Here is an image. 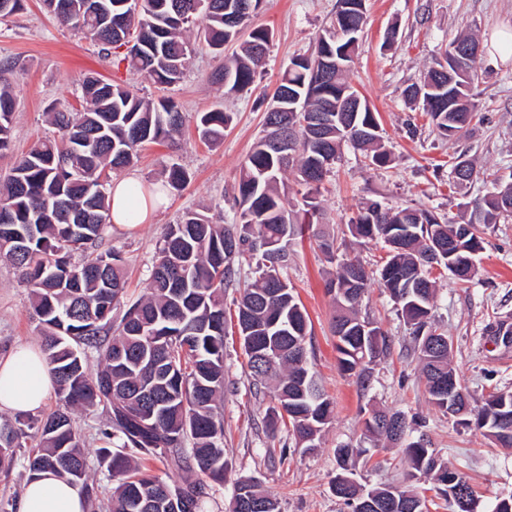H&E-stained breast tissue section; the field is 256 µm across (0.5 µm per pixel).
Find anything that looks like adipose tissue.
<instances>
[{"mask_svg": "<svg viewBox=\"0 0 512 512\" xmlns=\"http://www.w3.org/2000/svg\"><path fill=\"white\" fill-rule=\"evenodd\" d=\"M135 175L112 181L109 192L110 230H130L135 224L152 220L163 203L162 197L143 195L131 200L129 185ZM54 390L51 367L42 349L36 345L15 347L0 358V410L32 413L41 408ZM86 501L79 487L68 484L51 471H42L30 479L18 500V512H85Z\"/></svg>", "mask_w": 512, "mask_h": 512, "instance_id": "1", "label": "adipose tissue"}]
</instances>
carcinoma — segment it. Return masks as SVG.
I'll list each match as a JSON object with an SVG mask.
<instances>
[{
    "mask_svg": "<svg viewBox=\"0 0 512 512\" xmlns=\"http://www.w3.org/2000/svg\"><path fill=\"white\" fill-rule=\"evenodd\" d=\"M194 6L174 10L176 0H100L103 15L83 10L86 0H43L47 12L60 25L84 35L106 55H117L136 72L160 86H173L183 75L194 46L185 33L198 19L205 20L207 45L224 53V44L239 40L259 7L228 24L226 16L240 0H186ZM343 10L315 38L310 53L294 58L278 88L288 90L276 113L293 140L287 160L258 140L248 155L234 187L232 222L215 224L201 212H188L166 226L163 245L151 271L149 294L129 305L120 319L116 309L126 285L120 257L98 251L110 208L107 186L112 174L133 165L146 143L161 142L181 131L186 117L168 97L147 98L132 85L112 84L94 75L81 84L85 107L80 112L50 109L58 138L35 144L15 157L10 173L0 179V255L7 258L31 288L34 310L44 326L43 347L55 377L60 408L43 420L26 415L0 435V467L14 463V442L23 437L38 440V450L27 458L30 474L44 470L81 486L92 494L82 436L74 425L73 411L101 406L106 410L103 434L119 448L101 451L100 463L118 480L112 494V512H167L156 503L171 496L185 497L188 512H202L210 484L224 483V419L218 402L224 397V293L240 289L237 300L238 330L252 329L257 347L242 345L255 384L275 382L278 405L268 412V427L286 426L296 442L322 433L334 418L333 402L309 374L306 341L312 324L294 289L283 277L288 247L298 234V224L314 223L320 207L323 176L332 167L345 143L366 153L370 164L383 166L390 152L381 142L378 113L365 106L358 112L337 111L338 93L350 88L345 73L353 61L365 12L352 17V32L336 37L345 28ZM270 33L253 29L240 51L224 59L212 74L213 82L231 95L250 88L261 73ZM472 50L471 64L455 74L444 87L438 68L429 67L421 86L423 109L439 132L454 137L453 129L475 118L473 87L478 79L480 42L469 34L451 45ZM339 60L333 84L320 82L308 63L317 57ZM16 99L9 87H0V155L11 149ZM222 109L200 112L196 128L201 139L219 144L231 122ZM296 170L306 187L303 220L285 206L280 191L282 174ZM186 170L173 166L161 191L178 190L187 181ZM493 191L469 202L463 224H446L425 208L391 211L377 201L360 206L346 224L359 239L381 238L389 255L374 274L357 259H336L334 242L320 240L319 247L337 261L336 273L326 284L334 303L331 330L336 336L340 371L365 379L367 366L388 349L380 327L365 329L367 321L356 314L371 283L376 281L400 307L418 340V361L430 402L448 412V391H434L431 381L459 383L451 365L452 339L431 322L435 280L434 266L469 267L483 249L484 231L497 224L512 207V180H491ZM445 251L437 253L434 243ZM256 260L257 277L242 285L235 264ZM443 340V348L432 344ZM99 351L100 367L88 372L81 347ZM475 426L502 448H512V392L489 394L474 409L457 404L453 417ZM389 419L410 435L411 427L399 412L375 411L365 420L372 437L397 443L387 430L373 423ZM131 448L158 457L181 470L198 475L180 485H170L148 470L132 465L124 450ZM405 453L412 476L431 478L448 496L452 476L466 490L465 503L456 512H474V492L464 476L436 459L428 444L408 440ZM336 492L350 512H367L363 502L374 496L377 512H427L419 494L399 487H378L361 492L355 482L341 479ZM231 512H279L275 499L252 479L235 484Z\"/></svg>",
    "mask_w": 512,
    "mask_h": 512,
    "instance_id": "cac0c4a2",
    "label": "carcinoma"
}]
</instances>
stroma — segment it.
Here are the masks:
<instances>
[{"label": "stroma", "instance_id": "stroma-1", "mask_svg": "<svg viewBox=\"0 0 512 512\" xmlns=\"http://www.w3.org/2000/svg\"><path fill=\"white\" fill-rule=\"evenodd\" d=\"M336 7L337 0H261L251 24L272 32L266 64L250 90L229 99L211 81L222 60L207 46L202 26H194L191 32L196 51L187 61L182 81L164 89L104 55L89 39L60 26L42 0H25L21 11L0 21V82L9 83L18 102L14 152L29 150L55 135L48 106L79 107L80 83L89 74L134 85L151 98H173L187 117L181 136L146 145L131 168L140 185L148 187L161 182L170 166L178 165L189 174L186 184L167 193L163 211L152 222L106 234L102 242L103 248L112 249L124 262V304L145 294L166 225L188 211L205 213L219 224L231 220L242 164L263 134L261 102L271 99L292 58L310 51ZM366 14L348 80L378 112L391 161L384 167L371 166L360 152L344 149L321 185L317 224L296 237L283 270L311 320L308 360L334 402L335 418L312 450L296 446L285 429L269 431L267 410L277 400L273 390H256L251 382L237 333L234 302L239 293L228 289L224 297L227 390L220 412L229 472L223 484L212 485L204 512H228L235 483L245 478L257 480L277 500L280 512H348L332 488L336 474L344 468L362 486L413 488L426 498L428 512H454L431 479L412 477L402 446L366 438L364 421L378 409L400 411L416 420L415 435L426 437L439 459L473 486L475 512H492L498 499L512 495V449L496 447L475 426L458 424L431 404L419 376L412 331L379 286L369 289L360 314L381 328L389 350L372 365L365 382L339 370L330 329L333 303L325 288L336 266L316 240L321 234L342 241L344 253L372 268L385 255L383 242L343 234L348 218L363 202L426 208L448 223L460 224L468 217L466 202L484 196L491 185L478 178L463 188L453 186L451 169L457 158L474 161L499 177H512V57L504 60L494 55L498 35L512 31V0H366ZM465 30L474 33L484 48L473 88L477 117L462 134L446 139L421 104L405 100L403 91L421 82L433 59ZM215 108L232 113L233 121L223 143L209 146L198 138L194 119L197 113ZM484 239L469 283L460 284L448 272H437L432 311L434 323L453 339V365L476 406L490 392L512 391V343L496 340L491 332L497 322L512 325V215L490 225ZM41 342L29 289L10 262L0 257V356L16 345ZM74 418L95 488L86 499V512H109L115 482L98 457L99 448L107 444L105 411H79ZM341 447L352 451L344 464L336 454Z\"/></svg>", "mask_w": 512, "mask_h": 512}]
</instances>
